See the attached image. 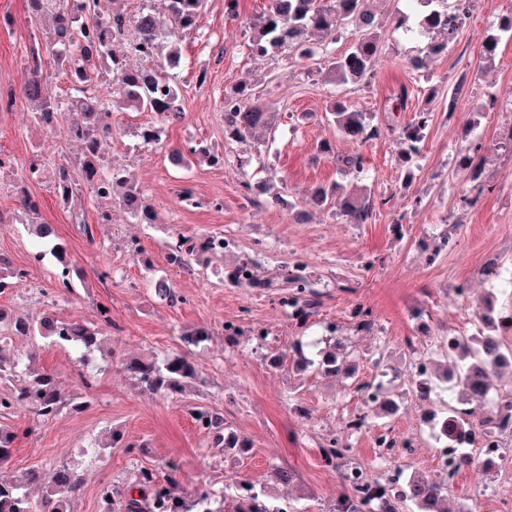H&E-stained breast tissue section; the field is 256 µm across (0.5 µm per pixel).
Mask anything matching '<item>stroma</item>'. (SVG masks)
<instances>
[{"label": "stroma", "instance_id": "stroma-1", "mask_svg": "<svg viewBox=\"0 0 512 512\" xmlns=\"http://www.w3.org/2000/svg\"><path fill=\"white\" fill-rule=\"evenodd\" d=\"M266 0H207L195 28L169 35L181 54L179 94L185 120L161 124L152 112L123 109L112 116L105 146L108 163L124 169L157 211L153 224L137 223L121 207L112 221H96L98 202L82 191L66 205L53 191L59 167L75 168L80 147L69 136L72 113L53 132L36 126L21 86L36 31L27 0H0V255L25 269L26 281L0 293V306L37 318L50 312L63 319L99 324L102 346L83 383L76 353L40 336L13 337L15 352L29 356L35 369L58 373L70 402L63 413L40 422L17 406L0 416L19 437L9 463L13 475L33 467L51 475L65 463L83 479V492L67 512H98L101 482L133 483L139 467L175 457L183 489L205 482L222 489L236 474L269 485L296 512H330L344 491L337 472L323 467L320 450L343 435L346 413L363 412L354 398L358 384L393 370H406L412 353L432 337L464 331L488 295L512 309V284L491 291L479 269L491 259L512 272V35L499 29L512 13V0H472L470 17L448 53H426L428 35L419 31L422 8L408 0H376L383 51L370 83L338 86L319 74L315 61L295 55L254 57L248 49L250 19ZM498 41L493 60L482 58L485 40ZM425 66L413 71L411 59ZM205 82H197L199 70ZM251 84L260 101L275 106L274 127L262 143L225 142L224 95L239 83ZM411 90L407 109L388 113L399 84ZM368 113L382 133L357 145L341 138L331 121L336 99ZM433 114L419 158L401 163L399 131L413 113ZM161 125V141L143 145L141 127ZM481 146L482 165L472 172L460 162L462 145ZM196 143L224 153L214 166L200 156L180 166L173 149ZM330 144L333 154L323 153ZM364 158L363 172L337 166L340 155ZM38 167L30 176V167ZM359 189L373 202V219L350 224L338 214L305 207L318 186ZM190 192L193 204L182 202ZM38 203V221L52 225L68 262L79 271L71 289L59 288L58 263L48 244L31 233L21 196ZM214 236L231 241L224 254L200 253L186 265L168 260L175 238ZM451 246L437 250L442 238ZM250 264L254 286L232 281L233 271ZM300 266L312 289L322 295L307 325L296 324L280 303L276 281L282 269ZM166 278L174 299L158 297L153 282ZM467 284L469 297L456 293ZM371 313L363 330L356 305ZM112 322L100 324L99 307ZM335 325L359 356L354 378H325L299 372L291 362L270 367L271 354L294 339L325 336ZM208 329L207 341L185 345L181 334ZM267 331L254 339V329ZM185 354L200 378L175 395L140 393L124 370L126 359ZM403 407L397 416L368 415L366 428L351 437L352 453L370 461L372 428L391 427L396 435L427 437L423 403L415 401L403 375L397 380ZM204 405L253 443L244 457L224 453L195 423L191 410ZM117 430L124 441L146 443L139 456L104 439ZM295 474L292 485L273 483L274 468ZM512 462L498 471L463 469L448 496L447 512H461L475 493L501 485Z\"/></svg>", "mask_w": 512, "mask_h": 512}]
</instances>
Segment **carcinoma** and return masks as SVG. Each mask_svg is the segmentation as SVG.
<instances>
[{
  "mask_svg": "<svg viewBox=\"0 0 512 512\" xmlns=\"http://www.w3.org/2000/svg\"><path fill=\"white\" fill-rule=\"evenodd\" d=\"M31 20L40 25L49 18L52 29L46 32L43 43L31 48L33 59L40 58L41 51L53 55L57 67L66 75L72 93L61 98L53 94L48 82L38 71H30L22 93L27 100L33 121L42 129L51 131L63 112H76L81 120L71 126L73 138L81 148L79 159L80 177L92 193L104 200H118L140 224L156 223L153 206L137 187L129 184L123 170L106 169L103 142L110 134L109 119L112 107L129 105L140 112H154L164 121L174 124L183 121L185 112L180 104L175 77L154 67L134 65L125 55L112 52V43L123 35L129 25H134L138 38L133 50L149 60L155 59L162 48L169 27L190 31L206 7V0H163L164 16L152 10H143L131 18L119 6L121 0H28ZM369 0H268L266 11L250 23L248 48L262 57L275 56L286 51L302 58H313L325 51L323 35L328 32L341 33L350 26L362 28V34L354 39L348 50L336 57L324 58L323 70L329 82L337 85L354 84L371 79L378 68L381 53V36L375 28V16L368 8ZM427 11L421 19L422 31L432 35L428 53L439 55L448 51L457 41L465 25L462 17L463 3L448 6V0H417ZM102 63L109 75V91L104 95L94 86L97 63ZM336 131L353 141L366 143L380 136V128L370 122L367 113L354 109L344 100H337L330 112ZM432 113L420 109L412 121L401 131L405 149L402 152L406 163L418 157L427 137ZM271 124L270 107L255 99L253 88L241 84L224 95V138L240 142L248 138L264 136ZM55 190L61 200L68 204L79 195L80 188L66 167L58 169ZM315 202L323 208L338 212L352 224H364L371 216L369 199L356 192L343 194L339 187L321 186ZM224 250L220 238L192 239L182 237L170 245L168 258L171 263L182 265L186 257L200 251ZM25 278V272L14 268L0 257V291L13 287ZM288 293L282 304L291 309L290 316L300 325L308 323L317 312L319 300L315 292L297 274V269L286 275ZM9 321L14 336H41L58 345H68L80 351L79 359L91 360L100 345L98 327L85 322L57 319L14 317L0 309V323ZM438 344L435 357L452 359L455 368L468 372V376L453 384L460 400L471 405L462 415L449 418L441 409L437 385L433 373L415 381V397L428 405L423 417L431 433H436L443 424H450L459 435L476 440L492 423L491 412L484 410L479 392L472 380L479 378L484 389H489V379L505 369L512 372V358L505 353L508 345L504 338L491 332L479 330L473 336H455L451 350L446 353L445 337H436ZM337 349H324L309 358L304 344L296 339L281 352L268 358L270 366L278 367L283 359L292 360L299 371L314 368L327 377L351 378L356 365L346 366L336 360V351L350 355L348 346L341 338L335 339ZM22 359L8 345L0 341V380L18 377ZM136 386L146 394L175 393L200 377L197 366L185 355H168L162 360L131 359L124 364ZM26 403L42 421L53 420L67 407L60 392V380L52 372L38 373L19 384L16 391L0 397V410L11 409L16 403ZM369 410L386 417L397 415L400 403L389 398L368 405ZM195 421L212 438L215 447L232 448L243 456L251 448L250 441L230 428L224 416L199 406ZM18 434L12 428L0 424V512H65L66 498L81 491L82 478L68 465L54 469L52 485L45 493L34 498L31 489L43 484V473L32 469L16 479L9 474L11 449ZM351 445L342 439L332 438L322 449L323 465L339 471L342 482H347L348 472L359 465L344 450ZM180 466L170 459L161 467L142 466L129 488L114 483H105L98 491V512H290L288 504L275 498L268 488L260 483L235 476L225 485V491L216 493L202 482L190 491L180 488L178 480ZM363 500L348 495L333 504L332 512H363L362 506L372 498L383 502L394 499L391 512L397 507L410 512H435V507L448 493L445 480L432 481L414 477L394 491L384 485L360 488Z\"/></svg>",
  "mask_w": 512,
  "mask_h": 512,
  "instance_id": "obj_1",
  "label": "carcinoma"
}]
</instances>
